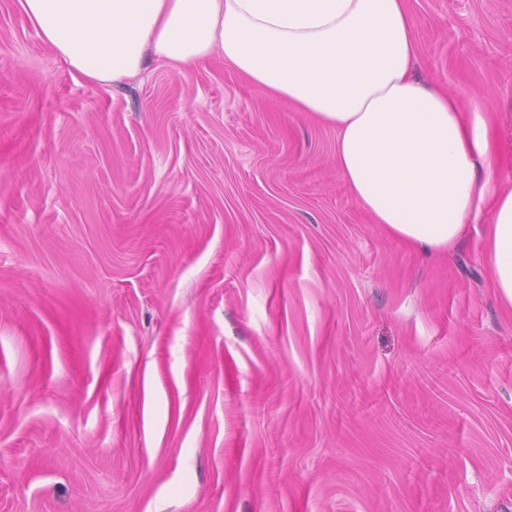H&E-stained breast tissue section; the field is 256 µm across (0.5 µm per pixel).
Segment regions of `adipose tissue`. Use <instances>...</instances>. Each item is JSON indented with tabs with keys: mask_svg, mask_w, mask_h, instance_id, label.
<instances>
[{
	"mask_svg": "<svg viewBox=\"0 0 512 512\" xmlns=\"http://www.w3.org/2000/svg\"><path fill=\"white\" fill-rule=\"evenodd\" d=\"M72 74L99 84L148 59L177 73L222 56L236 72L336 131L334 161L374 223L433 252L490 204L485 258L512 309V188L484 113L414 72L406 0H17Z\"/></svg>",
	"mask_w": 512,
	"mask_h": 512,
	"instance_id": "1",
	"label": "adipose tissue"
}]
</instances>
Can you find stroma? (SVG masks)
<instances>
[{
    "label": "stroma",
    "instance_id": "35a3bbf8",
    "mask_svg": "<svg viewBox=\"0 0 512 512\" xmlns=\"http://www.w3.org/2000/svg\"><path fill=\"white\" fill-rule=\"evenodd\" d=\"M418 71L512 96V0H407ZM336 132L218 57L72 75L0 0V512H512L488 214L389 235Z\"/></svg>",
    "mask_w": 512,
    "mask_h": 512
}]
</instances>
